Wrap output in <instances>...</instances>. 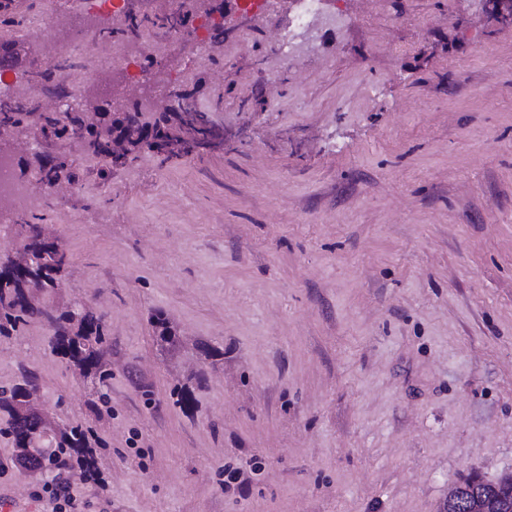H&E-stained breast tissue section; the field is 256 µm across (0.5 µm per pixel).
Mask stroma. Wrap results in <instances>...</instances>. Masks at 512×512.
Listing matches in <instances>:
<instances>
[{
	"label": "stroma",
	"instance_id": "35a3bbf8",
	"mask_svg": "<svg viewBox=\"0 0 512 512\" xmlns=\"http://www.w3.org/2000/svg\"><path fill=\"white\" fill-rule=\"evenodd\" d=\"M368 10L282 69V14L223 49L185 41L222 149L74 155L43 212L69 256L54 314L103 315L111 400L33 320L0 335V387L37 377L51 426L92 431L84 512H444L512 474V22L487 0ZM163 319L169 336L155 325ZM0 420V497L53 512Z\"/></svg>",
	"mask_w": 512,
	"mask_h": 512
}]
</instances>
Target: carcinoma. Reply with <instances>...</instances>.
Instances as JSON below:
<instances>
[{"label":"carcinoma","mask_w":512,"mask_h":512,"mask_svg":"<svg viewBox=\"0 0 512 512\" xmlns=\"http://www.w3.org/2000/svg\"><path fill=\"white\" fill-rule=\"evenodd\" d=\"M170 96L178 100V107H164L154 112H141L137 109L121 112H108L95 97H89L85 103L62 112H1L3 120L11 123L18 132H33L41 137L52 152H44L26 162L41 180L53 184L59 180L79 183L82 173L68 164L64 167L55 163L62 157L75 151L100 160L99 176L107 177L112 167L119 162L112 161V147L99 138L95 128L87 124L90 113L99 112L108 116L112 133L124 141L128 148L124 160L137 157L143 151H153L165 158L188 154V149L208 144L221 136L219 127L208 125L199 120L191 125L185 121V115L198 113L191 94L178 87L170 90ZM35 266L25 272L6 275L12 261L0 265V278L7 287H0V335L8 336L26 324L32 317L48 320L53 328L51 350L75 363L85 376H91L104 386L112 378V371L103 361L107 338L103 316L88 311L73 315L68 313L60 317L49 316V310L21 301L25 294L29 277L42 278V287H54V277L64 271V258H56V251L50 248L45 252H34ZM36 376L33 373L23 375L22 382L0 389V412L8 417L7 431L13 438L16 459L28 462L32 467L44 471L51 480H56L58 471L65 468L74 448L90 447L89 432L82 426L64 428L56 444L45 448L39 444L41 433L38 422L31 411L23 407L20 397L27 388L34 386Z\"/></svg>","instance_id":"cac0c4a2"}]
</instances>
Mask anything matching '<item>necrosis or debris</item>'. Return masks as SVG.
I'll return each mask as SVG.
<instances>
[{"instance_id":"obj_1","label":"necrosis or debris","mask_w":512,"mask_h":512,"mask_svg":"<svg viewBox=\"0 0 512 512\" xmlns=\"http://www.w3.org/2000/svg\"><path fill=\"white\" fill-rule=\"evenodd\" d=\"M180 4L181 0H154L136 22L119 20L104 36L82 33L49 60L54 81L73 95L90 85L106 88L125 110L143 105L155 64L164 66L171 81L181 78L180 40L168 24L179 14ZM336 33V0H292L288 21L276 30L274 43L287 67L307 35H315L319 44L326 45ZM44 204L38 188L18 183L12 170L0 164L1 222L13 223L18 215L38 212Z\"/></svg>"}]
</instances>
